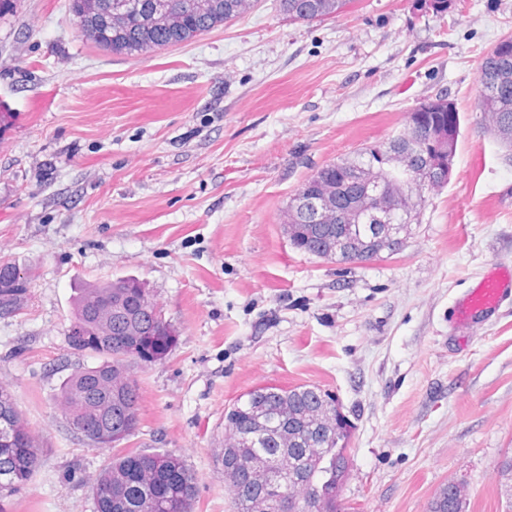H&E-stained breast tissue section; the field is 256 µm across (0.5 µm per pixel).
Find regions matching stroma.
Returning <instances> with one entry per match:
<instances>
[{"mask_svg":"<svg viewBox=\"0 0 512 512\" xmlns=\"http://www.w3.org/2000/svg\"><path fill=\"white\" fill-rule=\"evenodd\" d=\"M512 0H349L294 22L278 0L192 42L116 55L82 39L69 0L0 16V259L29 277L0 318V384L42 446L6 512H94L113 451L74 432L62 381L95 365L68 331L77 289L134 276L176 340L137 362L139 429L123 448L183 456L194 512H236L216 463L224 412L257 387L314 385L350 423L344 512H505L512 308L471 334L458 298L512 262V157L477 107ZM460 117L453 174L425 191L404 247L363 264L293 248L289 205L317 169L386 145L437 95ZM464 508L460 491L454 485H448L431 501L429 512H464Z\"/></svg>","mask_w":512,"mask_h":512,"instance_id":"1","label":"stroma"}]
</instances>
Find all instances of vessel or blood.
I'll use <instances>...</instances> for the list:
<instances>
[{
  "label": "vessel or blood",
  "mask_w": 512,
  "mask_h": 512,
  "mask_svg": "<svg viewBox=\"0 0 512 512\" xmlns=\"http://www.w3.org/2000/svg\"><path fill=\"white\" fill-rule=\"evenodd\" d=\"M512 304V266L493 269L455 304L453 321L469 331L501 308Z\"/></svg>",
  "instance_id": "obj_1"
}]
</instances>
